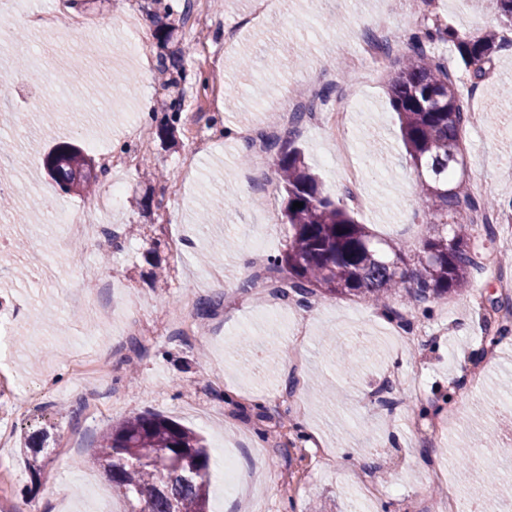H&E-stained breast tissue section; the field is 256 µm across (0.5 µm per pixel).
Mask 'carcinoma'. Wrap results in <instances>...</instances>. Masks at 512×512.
I'll return each instance as SVG.
<instances>
[{
    "mask_svg": "<svg viewBox=\"0 0 512 512\" xmlns=\"http://www.w3.org/2000/svg\"><path fill=\"white\" fill-rule=\"evenodd\" d=\"M435 43L453 44L477 81L485 78L494 54L506 43L493 31L466 36L436 20L413 34L405 61L388 84L402 138L419 172L415 190L426 202L430 224L447 225L450 212L479 211L492 237L493 225L512 223V211L479 202L452 184V175L464 165L465 111L453 76L430 52ZM181 57L179 48L160 55L161 71L180 70ZM265 146L275 151L279 188L286 198L282 223L288 225V239L284 250L244 287L252 288L260 280L280 296L301 302L317 293L374 301L399 295L423 302L464 286L472 271L481 268L470 251V235L462 230L452 232L450 238L438 234L427 239L423 255L409 267L404 258L408 247L382 246L365 225L322 190L303 151L289 140ZM42 165L64 192L105 175L71 143L42 156ZM295 202L303 207H293ZM24 455L31 479H39L45 463L38 450L26 448ZM90 462L128 501L129 512H207L210 452L199 434L162 415L144 411L108 426Z\"/></svg>",
    "mask_w": 512,
    "mask_h": 512,
    "instance_id": "1",
    "label": "carcinoma"
}]
</instances>
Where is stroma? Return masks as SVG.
Listing matches in <instances>:
<instances>
[{"mask_svg":"<svg viewBox=\"0 0 512 512\" xmlns=\"http://www.w3.org/2000/svg\"><path fill=\"white\" fill-rule=\"evenodd\" d=\"M174 14L191 7L171 46L184 51L176 80L160 75L162 52L144 0H87L79 14L112 45V72L77 57L51 31L21 17L19 43H0V69L10 73L0 99V197L14 206L0 222V512H125L122 496L101 470L83 466L102 431L144 410L168 417L207 440L213 478L209 512H469V485L484 474L490 449L483 435L512 447L491 403L512 389V232L478 229L470 246L481 271L447 296L391 314L358 297L284 300L267 288L241 292L254 267L247 243L266 239L279 254L287 227L280 217L274 153L256 157L258 133L294 139L325 192L346 198L343 171L329 167L341 143L311 120L284 123L303 99L305 78L320 71L328 98L322 109L348 114V138L364 170L366 208L354 218L376 238L404 242L420 253L434 231L415 193L418 172L390 104L387 80L352 70L362 35L385 21L410 38L424 19L459 33L500 27L487 0H165ZM237 36L225 42L226 30ZM456 79L467 123L462 188L476 200L512 201V98L490 88L512 85V46L496 53L482 83H474L452 44H438ZM178 113L174 134L161 124ZM374 136L384 160L362 147ZM62 143L90 157L138 150L141 161L167 173L158 182L142 169L120 174L116 208L96 216L80 252L61 250L60 225L47 222L56 205L82 209L89 194L63 193L38 165ZM182 240L173 252L172 240ZM219 250L214 264L203 251ZM221 305L199 324L202 298ZM422 329L401 341L402 324ZM305 354L292 362L293 337ZM364 338L353 376L336 362L334 342ZM144 354H134L131 339ZM94 364L96 391L74 363ZM401 385L384 392L380 410L366 393L386 376ZM420 378L422 395L405 382ZM45 432L46 466L31 480L22 437ZM356 459L337 455L338 446ZM232 449L249 471L225 491L220 452ZM469 449L460 464L458 449Z\"/></svg>","mask_w":512,"mask_h":512,"instance_id":"obj_1","label":"stroma"}]
</instances>
